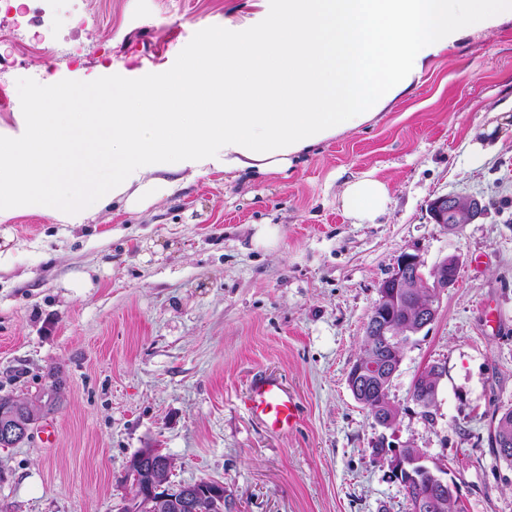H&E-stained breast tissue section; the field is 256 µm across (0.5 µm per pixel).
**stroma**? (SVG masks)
<instances>
[{
	"label": "stroma",
	"mask_w": 512,
	"mask_h": 512,
	"mask_svg": "<svg viewBox=\"0 0 512 512\" xmlns=\"http://www.w3.org/2000/svg\"><path fill=\"white\" fill-rule=\"evenodd\" d=\"M0 15V75L43 85L107 67L135 79L172 67L193 35L255 25L267 0H29ZM52 29L86 49L69 69L39 49ZM493 126L501 145L474 148ZM390 202L352 223L339 195L365 174ZM170 194L141 209L105 203L82 225L20 212L0 222V395L58 402L31 438L0 447V512H117L140 449L174 483L224 486V512H411L378 442L447 467L465 512H512V465L490 445L512 407V17L470 27L429 59L375 118L295 156L283 172L167 173ZM474 195L483 216L456 231L428 202ZM279 230L258 246L259 225ZM424 270L459 261L437 316L411 338L388 397L393 428L354 399L347 374L402 253ZM431 416L410 396L432 364ZM260 374L280 377L300 418L282 434L246 411ZM53 430L51 445L40 437Z\"/></svg>",
	"instance_id": "obj_1"
}]
</instances>
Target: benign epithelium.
Instances as JSON below:
<instances>
[{
	"mask_svg": "<svg viewBox=\"0 0 512 512\" xmlns=\"http://www.w3.org/2000/svg\"><path fill=\"white\" fill-rule=\"evenodd\" d=\"M428 212L436 224H443L453 231L458 227L459 217L471 221L483 213L481 201L471 195H442L428 203ZM459 261L455 257L446 258L436 265L429 274H424L420 259L411 253L400 255L394 273L386 278L379 286L380 301L391 299V296L407 288H430L432 298L429 302L416 306V318L404 321L406 336H415L427 325L431 324L437 314L436 297L455 284ZM401 361L383 364L372 361L368 367H359L358 371L348 376V386L353 395H358L356 378L368 370L375 374H383L385 384L379 393H387L393 377L398 372ZM53 394L42 395L37 409L25 407L22 413L0 410V447H10L29 437L31 430L42 419L44 408L52 401ZM142 463L150 466V472L155 482L142 496L129 497L125 500L122 512H202L208 499L216 495H224V485L210 483H190L174 486L167 480L158 479V475L171 468V459L164 455L159 448H144L139 455ZM427 457L422 450L407 453L398 450L391 460L392 477L403 485H409L422 479L432 484L448 487L447 470L442 467L432 468L426 464Z\"/></svg>",
	"mask_w": 512,
	"mask_h": 512,
	"instance_id": "benign-epithelium-1",
	"label": "benign epithelium"
}]
</instances>
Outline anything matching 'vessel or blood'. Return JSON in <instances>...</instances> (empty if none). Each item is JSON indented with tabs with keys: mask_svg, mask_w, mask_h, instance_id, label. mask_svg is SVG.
Returning <instances> with one entry per match:
<instances>
[{
	"mask_svg": "<svg viewBox=\"0 0 512 512\" xmlns=\"http://www.w3.org/2000/svg\"><path fill=\"white\" fill-rule=\"evenodd\" d=\"M245 405L252 416L281 433L292 429L300 415L296 396L279 377L270 374L259 375L250 382Z\"/></svg>",
	"mask_w": 512,
	"mask_h": 512,
	"instance_id": "b4317fda",
	"label": "vessel or blood"
}]
</instances>
